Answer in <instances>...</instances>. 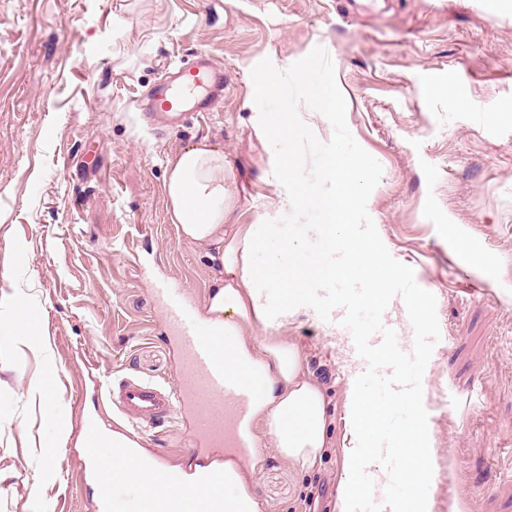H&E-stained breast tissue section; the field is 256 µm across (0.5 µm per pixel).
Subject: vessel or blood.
I'll list each match as a JSON object with an SVG mask.
<instances>
[{
  "label": "vessel or blood",
  "mask_w": 512,
  "mask_h": 512,
  "mask_svg": "<svg viewBox=\"0 0 512 512\" xmlns=\"http://www.w3.org/2000/svg\"><path fill=\"white\" fill-rule=\"evenodd\" d=\"M224 95V70L210 55L198 54L186 65L167 73L148 103L149 117L160 125L183 112L211 111ZM165 317L180 349L179 376L175 386L165 387L138 378L107 380L105 395L112 406L133 425H154L174 418H188L193 426L190 456L200 457L214 448H247L251 442L239 436L235 422L245 416L252 391L244 375L225 370L216 356L214 341L205 336L195 317L175 296H168ZM126 448L112 451L113 466L96 467L95 455L85 456L79 478L95 475L108 486L124 482L121 469L129 456ZM157 483L179 486L180 471L158 459L146 463ZM198 484L207 495L186 491L178 512H224V471L219 467L200 472Z\"/></svg>",
  "instance_id": "b4317fda"
}]
</instances>
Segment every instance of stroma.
I'll use <instances>...</instances> for the list:
<instances>
[{
    "instance_id": "35a3bbf8",
    "label": "stroma",
    "mask_w": 512,
    "mask_h": 512,
    "mask_svg": "<svg viewBox=\"0 0 512 512\" xmlns=\"http://www.w3.org/2000/svg\"><path fill=\"white\" fill-rule=\"evenodd\" d=\"M204 52L224 67L223 99L164 132L146 124L166 67ZM271 58L287 70L272 93H253L248 64ZM309 77L346 103L334 138L317 139L303 110ZM256 112L299 113L290 153L307 190L323 181L326 148L371 166L372 242L436 298L440 339L422 380L440 472L433 512L452 495L461 512H512V0H0V512H96L97 479L76 475L82 432L96 420L129 429L98 377L177 378L158 290L195 310L211 279L204 250L168 218L172 154L220 144L233 223L266 212L283 239L319 248L303 227L320 212L278 209L262 179ZM14 304L31 310L39 340L13 328ZM288 333L339 440L343 351L309 314ZM46 374L50 418L33 390ZM189 437L175 419L141 445L188 471ZM261 459L247 491L262 512H336L342 445L306 473L272 448Z\"/></svg>"
}]
</instances>
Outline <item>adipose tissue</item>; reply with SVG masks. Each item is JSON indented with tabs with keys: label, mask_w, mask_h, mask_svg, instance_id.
Returning <instances> with one entry per match:
<instances>
[{
	"label": "adipose tissue",
	"mask_w": 512,
	"mask_h": 512,
	"mask_svg": "<svg viewBox=\"0 0 512 512\" xmlns=\"http://www.w3.org/2000/svg\"><path fill=\"white\" fill-rule=\"evenodd\" d=\"M297 116L257 112L250 118L256 136L266 147L264 177L275 187L279 208L320 210L321 223L306 231L320 239L319 251L304 244L282 243L272 234H260L258 225L230 223L226 201V157L222 148L208 140L177 151L167 161L163 186L170 223L180 240L205 249L210 261L212 286L198 322L206 335L220 336L217 351L226 370L255 377L251 412L240 424L241 432L275 448L297 470L313 469L324 449L332 447L330 403L309 371L295 340L284 327L304 310L314 309L322 321L330 310L313 308L311 293L325 283L352 276L362 277L371 301H382L392 278L401 276L400 262L371 247L359 229L364 211L363 190L371 177L364 159L325 151L323 182L315 192L294 177L287 145L294 136ZM352 244L337 254V238ZM265 250L264 266L253 256ZM347 387L348 418L344 436L346 462L338 483L337 512H351L356 499L384 484L387 473L376 469V454L362 447L367 431L381 420L384 410L367 407L359 372L343 365ZM372 483H365L364 473Z\"/></svg>",
	"instance_id": "obj_1"
}]
</instances>
